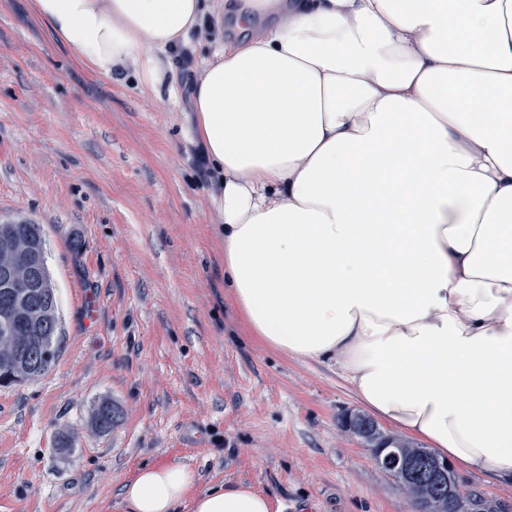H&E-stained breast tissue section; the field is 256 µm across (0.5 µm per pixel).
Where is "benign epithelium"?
Instances as JSON below:
<instances>
[{"mask_svg":"<svg viewBox=\"0 0 512 512\" xmlns=\"http://www.w3.org/2000/svg\"><path fill=\"white\" fill-rule=\"evenodd\" d=\"M40 269L35 251L13 235L11 225L0 224V287L13 297L11 308L0 314V335L9 339V345L0 347V365L15 369L24 380L36 378L40 365L21 355V349L33 340L31 334L52 325L49 314L44 311ZM345 427L358 436L365 447L372 449L376 463L395 477L407 496L415 498L416 490L408 477L410 458L382 441L383 434L373 422L362 428L358 416L351 414L346 418ZM454 494L464 506V512H482L481 500L461 486L455 487Z\"/></svg>","mask_w":512,"mask_h":512,"instance_id":"7a95c632","label":"benign epithelium"}]
</instances>
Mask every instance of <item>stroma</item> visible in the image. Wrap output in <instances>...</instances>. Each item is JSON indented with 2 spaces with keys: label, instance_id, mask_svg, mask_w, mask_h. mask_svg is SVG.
Returning a JSON list of instances; mask_svg holds the SVG:
<instances>
[{
  "label": "stroma",
  "instance_id": "obj_1",
  "mask_svg": "<svg viewBox=\"0 0 512 512\" xmlns=\"http://www.w3.org/2000/svg\"><path fill=\"white\" fill-rule=\"evenodd\" d=\"M190 112L182 94L93 74L31 0H0V222L40 225L59 316L50 369L0 386V512H128L124 484L163 461L283 512H409L343 430L361 407L335 367L240 322ZM104 400L120 411L105 433Z\"/></svg>",
  "mask_w": 512,
  "mask_h": 512
}]
</instances>
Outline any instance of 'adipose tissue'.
Returning <instances> with one entry per match:
<instances>
[{"mask_svg":"<svg viewBox=\"0 0 512 512\" xmlns=\"http://www.w3.org/2000/svg\"><path fill=\"white\" fill-rule=\"evenodd\" d=\"M92 73L174 92L171 46L232 15L191 93L248 331L335 365L439 459L512 484V0H33ZM139 467L129 512H281Z\"/></svg>","mask_w":512,"mask_h":512,"instance_id":"adipose-tissue-1","label":"adipose tissue"}]
</instances>
